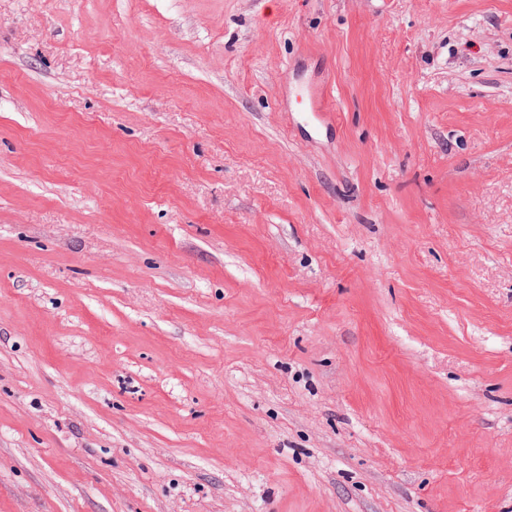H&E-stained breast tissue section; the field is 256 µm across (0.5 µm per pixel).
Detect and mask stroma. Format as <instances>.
Instances as JSON below:
<instances>
[{
    "label": "stroma",
    "mask_w": 512,
    "mask_h": 512,
    "mask_svg": "<svg viewBox=\"0 0 512 512\" xmlns=\"http://www.w3.org/2000/svg\"><path fill=\"white\" fill-rule=\"evenodd\" d=\"M0 512H512V0H0Z\"/></svg>",
    "instance_id": "obj_1"
}]
</instances>
